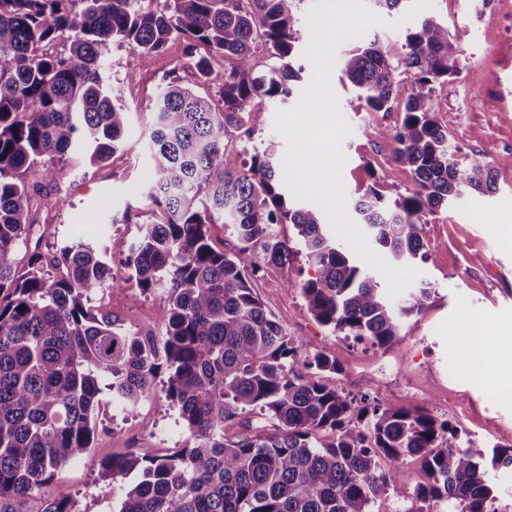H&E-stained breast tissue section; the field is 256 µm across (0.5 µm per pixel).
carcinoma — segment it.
I'll return each instance as SVG.
<instances>
[{"label":"carcinoma","mask_w":512,"mask_h":512,"mask_svg":"<svg viewBox=\"0 0 512 512\" xmlns=\"http://www.w3.org/2000/svg\"><path fill=\"white\" fill-rule=\"evenodd\" d=\"M0 0V512L90 454L101 388L133 414L168 370L166 399L189 433L183 448L158 456L145 444L99 462L122 488L118 512H373L381 498H407L393 481L409 457L427 481L407 512H492L499 488L490 473L512 466V445L488 450L457 438L419 408L384 407L322 383L336 360L294 338L254 294L260 263L285 266L295 247L315 277L301 286L314 318L332 333L388 347L402 321L428 304L419 287L400 303L334 239L322 215L283 193L286 169L274 145L254 149L241 170L226 167L231 127L256 125L257 98L285 99L299 79L303 0ZM69 45L47 46L63 33ZM180 38L201 96L168 80L152 108L146 201L157 219L138 224L124 262L141 293L170 278L158 342L90 306L91 295L121 288L106 249L73 240L53 253L20 252L34 223L32 192L54 182L70 151L90 163L120 146L128 108L110 96L103 50L129 49L135 65ZM395 58L373 38L344 51L342 77L369 112L404 99L393 135L396 167L413 191L388 201L375 189L346 200L362 235L396 265L425 259V215L467 192L496 191L490 161L461 166L435 118V86L459 73L460 50L435 15L405 28ZM272 61L258 68V56ZM212 224L230 229L233 254L209 242ZM276 224H291L294 240ZM315 370L305 377L295 364ZM257 412L269 427L235 441L224 424Z\"/></svg>","instance_id":"carcinoma-1"}]
</instances>
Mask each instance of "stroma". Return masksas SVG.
Segmentation results:
<instances>
[{
	"label": "stroma",
	"instance_id": "35a3bbf8",
	"mask_svg": "<svg viewBox=\"0 0 512 512\" xmlns=\"http://www.w3.org/2000/svg\"><path fill=\"white\" fill-rule=\"evenodd\" d=\"M317 3L304 0L301 6L300 80L292 82V94L285 100H254L265 121L231 133L226 149L229 168L242 169L254 148L270 141L280 155H287L288 143L276 128V116L294 108L313 81L309 17ZM360 3L375 11L378 22L363 36L342 40L334 58L373 37L399 54L401 33L417 17L431 13L447 19L461 50L460 72L436 86V119L447 128L456 158L488 156L497 190L464 195L428 215L423 233L426 258L415 264L411 288L428 287L431 299L421 313L404 321L390 347L380 349L332 335L316 321L301 294L302 284L314 275L305 255L294 256L285 266L262 265L252 288L289 335L313 341L318 350L336 359L345 392L369 396L389 408L427 409L454 427L460 439L482 447L512 444V400L495 395L497 388L512 384V238L502 231L503 224L512 221V97H499L503 84H512V0H408L401 12L375 10L373 0ZM128 54V48L118 44L105 53L108 84L129 110L121 149L93 167L77 153H68L59 179L38 189L42 205L36 213L39 223L48 227L42 250L72 237L97 242L107 248L112 272L119 278L125 273L123 262L137 234V222L151 215L142 197V182L158 89L165 79L176 77L200 94L210 92L198 83L181 39L171 40L164 53L134 70L127 66ZM328 82L349 127L341 144L344 196H356L370 186L389 199L411 193L412 174L396 168L392 160V136L404 117L402 102H395L387 112H368L342 81L338 66H331ZM126 211L131 223H113V216ZM165 298L162 290L140 295L132 288H116L96 295L93 304L122 327L158 337L164 330L160 312ZM167 379L164 373L157 377L155 393L133 414L101 394L90 457L65 467L40 497L25 503V512H38L45 499L73 501L78 512H113L119 496L113 493L111 481L101 479L99 461L155 444L160 436L166 443L157 452L164 455L180 448L186 438L178 412L163 392Z\"/></svg>",
	"mask_w": 512,
	"mask_h": 512
}]
</instances>
